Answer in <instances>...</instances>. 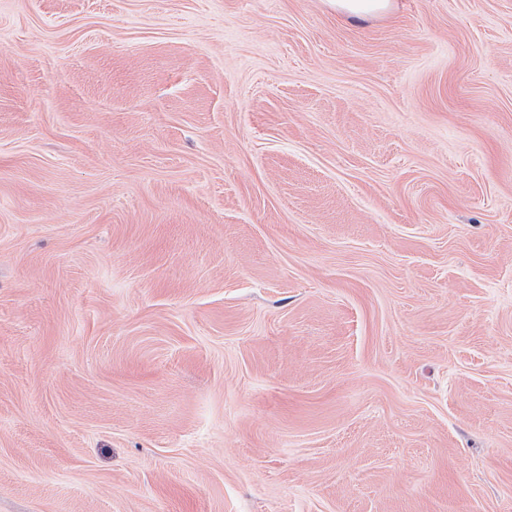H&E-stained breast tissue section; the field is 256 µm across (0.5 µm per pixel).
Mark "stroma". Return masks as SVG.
<instances>
[{"label": "stroma", "mask_w": 512, "mask_h": 512, "mask_svg": "<svg viewBox=\"0 0 512 512\" xmlns=\"http://www.w3.org/2000/svg\"><path fill=\"white\" fill-rule=\"evenodd\" d=\"M0 0V512H512V0ZM336 11L346 17L365 19L385 13L391 0H331Z\"/></svg>", "instance_id": "obj_1"}]
</instances>
